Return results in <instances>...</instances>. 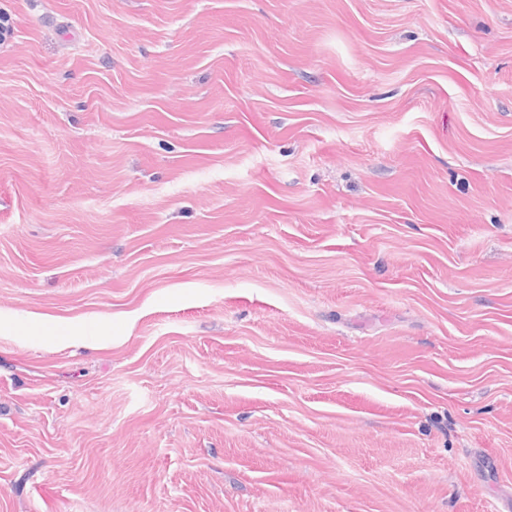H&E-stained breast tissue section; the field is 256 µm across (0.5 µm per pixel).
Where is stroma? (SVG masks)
Returning <instances> with one entry per match:
<instances>
[{
  "label": "stroma",
  "mask_w": 512,
  "mask_h": 512,
  "mask_svg": "<svg viewBox=\"0 0 512 512\" xmlns=\"http://www.w3.org/2000/svg\"><path fill=\"white\" fill-rule=\"evenodd\" d=\"M0 16V512H512V0Z\"/></svg>",
  "instance_id": "stroma-1"
}]
</instances>
